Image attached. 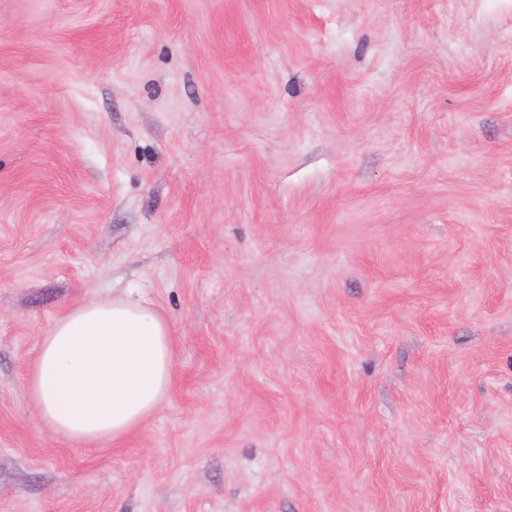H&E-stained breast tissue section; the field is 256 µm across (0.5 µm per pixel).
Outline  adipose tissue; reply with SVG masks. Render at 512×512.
<instances>
[{
    "instance_id": "obj_1",
    "label": "adipose tissue",
    "mask_w": 512,
    "mask_h": 512,
    "mask_svg": "<svg viewBox=\"0 0 512 512\" xmlns=\"http://www.w3.org/2000/svg\"><path fill=\"white\" fill-rule=\"evenodd\" d=\"M165 316L115 298L78 303L39 345L29 388L40 422L69 441L119 439L151 418L173 381Z\"/></svg>"
}]
</instances>
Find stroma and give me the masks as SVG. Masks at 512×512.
Returning <instances> with one entry per match:
<instances>
[{
  "label": "stroma",
  "instance_id": "obj_1",
  "mask_svg": "<svg viewBox=\"0 0 512 512\" xmlns=\"http://www.w3.org/2000/svg\"><path fill=\"white\" fill-rule=\"evenodd\" d=\"M116 297L175 381L76 444ZM0 512H512V0H0ZM172 346L168 320L139 301L71 306L42 337L30 371L39 421L75 443L126 436L166 399Z\"/></svg>",
  "mask_w": 512,
  "mask_h": 512
}]
</instances>
